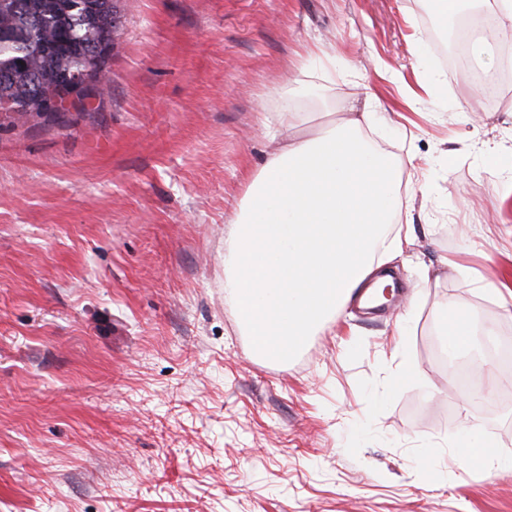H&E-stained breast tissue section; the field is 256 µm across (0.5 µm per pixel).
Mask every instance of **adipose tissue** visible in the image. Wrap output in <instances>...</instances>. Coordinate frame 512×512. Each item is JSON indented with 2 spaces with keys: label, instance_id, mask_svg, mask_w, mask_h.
<instances>
[{
  "label": "adipose tissue",
  "instance_id": "obj_1",
  "mask_svg": "<svg viewBox=\"0 0 512 512\" xmlns=\"http://www.w3.org/2000/svg\"><path fill=\"white\" fill-rule=\"evenodd\" d=\"M367 113L298 134L285 105V144L250 176L224 251V301L258 354L290 360L306 336L400 252L398 168L363 134Z\"/></svg>",
  "mask_w": 512,
  "mask_h": 512
}]
</instances>
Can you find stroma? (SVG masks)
<instances>
[{"mask_svg": "<svg viewBox=\"0 0 512 512\" xmlns=\"http://www.w3.org/2000/svg\"><path fill=\"white\" fill-rule=\"evenodd\" d=\"M121 6L94 119L0 129V512H512V468L453 447L475 429L512 456L493 356L512 317L480 290L512 273V193L480 169L512 148V84L457 109L512 35L457 72L427 0ZM291 99L310 136L370 113L367 137L418 167L399 170L390 304L346 305L283 367L224 303V242ZM451 303L474 313L465 360L493 370L475 393L441 357Z\"/></svg>", "mask_w": 512, "mask_h": 512, "instance_id": "1", "label": "stroma"}]
</instances>
